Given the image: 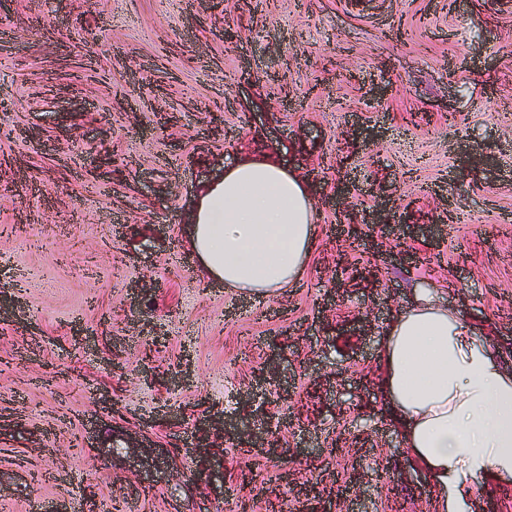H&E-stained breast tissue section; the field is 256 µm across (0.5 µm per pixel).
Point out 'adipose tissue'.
I'll return each mask as SVG.
<instances>
[{
	"instance_id": "ef3b65f1",
	"label": "adipose tissue",
	"mask_w": 512,
	"mask_h": 512,
	"mask_svg": "<svg viewBox=\"0 0 512 512\" xmlns=\"http://www.w3.org/2000/svg\"><path fill=\"white\" fill-rule=\"evenodd\" d=\"M321 233L306 182L270 157L235 161L199 189L189 244L208 277L268 296L297 286ZM383 389L435 512H466L478 480L512 482V372L462 313L431 295L387 325Z\"/></svg>"
}]
</instances>
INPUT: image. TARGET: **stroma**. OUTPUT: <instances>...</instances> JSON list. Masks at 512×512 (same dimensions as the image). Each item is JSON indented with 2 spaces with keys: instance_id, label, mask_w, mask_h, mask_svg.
<instances>
[{
  "instance_id": "1",
  "label": "stroma",
  "mask_w": 512,
  "mask_h": 512,
  "mask_svg": "<svg viewBox=\"0 0 512 512\" xmlns=\"http://www.w3.org/2000/svg\"><path fill=\"white\" fill-rule=\"evenodd\" d=\"M265 155L324 234L255 297L188 238ZM0 282V512H434L379 352L429 291L512 365V0H0Z\"/></svg>"
}]
</instances>
